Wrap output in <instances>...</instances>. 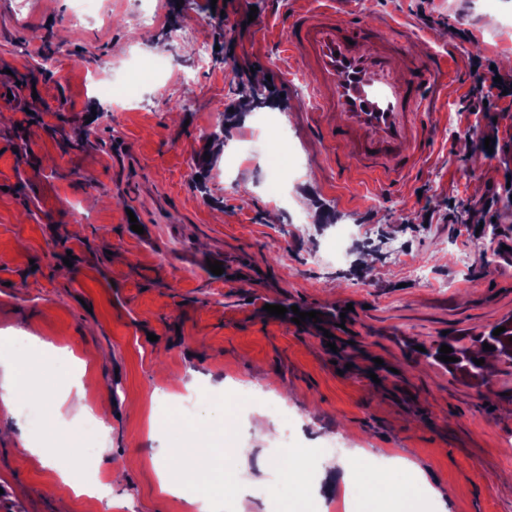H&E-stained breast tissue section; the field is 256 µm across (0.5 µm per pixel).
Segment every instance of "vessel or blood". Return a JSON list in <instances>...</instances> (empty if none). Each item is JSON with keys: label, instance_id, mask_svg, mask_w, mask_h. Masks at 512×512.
I'll return each instance as SVG.
<instances>
[{"label": "vessel or blood", "instance_id": "obj_1", "mask_svg": "<svg viewBox=\"0 0 512 512\" xmlns=\"http://www.w3.org/2000/svg\"><path fill=\"white\" fill-rule=\"evenodd\" d=\"M411 35L395 19L341 21L334 0H310L288 14L284 50L315 76L314 128L337 168L374 175L378 185L409 173L428 138V91L445 72L413 57Z\"/></svg>", "mask_w": 512, "mask_h": 512}]
</instances>
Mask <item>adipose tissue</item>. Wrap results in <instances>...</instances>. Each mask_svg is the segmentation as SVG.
<instances>
[{"label":"adipose tissue","mask_w":512,"mask_h":512,"mask_svg":"<svg viewBox=\"0 0 512 512\" xmlns=\"http://www.w3.org/2000/svg\"><path fill=\"white\" fill-rule=\"evenodd\" d=\"M18 342L12 331L0 332V405L9 409L21 398L37 401L39 424L23 431L21 446L54 471L61 484L73 485V467L82 453L78 444L65 441L45 450L34 447L32 442L39 429L54 423L68 400L64 394L48 396L44 393L47 379L58 382L68 375V358L60 349L34 336L28 339V351H19ZM159 425L169 433L164 457L156 465L163 492L184 498L191 504L196 503L199 496L211 493L222 497L229 504L230 512H253L249 495L237 476L236 449L215 447L209 457L193 463L184 458V435L189 433L202 441H211L212 423L189 424L171 413L160 420ZM301 454V449L286 447L261 461L262 468L280 473L281 481L275 494L286 503L288 512H305L304 503L320 495L311 465L301 461ZM392 462L394 472L386 475L378 472L374 456L362 453L352 467L337 476L336 483L353 500L370 502L391 497L395 512H411L414 501L436 495V487L418 465L399 456L393 457Z\"/></svg>","instance_id":"ef3b65f1"}]
</instances>
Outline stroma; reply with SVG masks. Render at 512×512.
<instances>
[{"instance_id":"35a3bbf8","label":"stroma","mask_w":512,"mask_h":512,"mask_svg":"<svg viewBox=\"0 0 512 512\" xmlns=\"http://www.w3.org/2000/svg\"><path fill=\"white\" fill-rule=\"evenodd\" d=\"M301 2L111 0L110 21L75 31V0H27L22 11L0 0V330L85 362L83 404L68 401L39 441L72 439L70 422L109 397L91 440L111 512H190L158 485L152 393L205 386L194 414L234 405L224 442L247 463L256 512L279 508L258 461L285 421L318 470L358 448L416 462L442 494L419 512H512V364L490 359L479 379L430 357L448 341L475 348L512 319V209L487 205L512 179V111L463 107L469 55L512 78V0L492 12L484 0H344L341 20L400 19L416 53L443 57L450 72L418 170L383 191L337 173L309 131L310 96L282 51L283 17ZM145 7L157 26L140 25ZM107 60L126 74L156 61L165 70L106 102L95 77ZM243 84L261 99L248 124ZM219 127L217 153L208 140ZM488 139L497 159L476 165ZM340 224L359 234L339 265L325 252ZM274 304L324 318L298 324L269 315ZM331 310L345 311L344 327ZM261 414L259 438L248 422ZM37 417L34 402L14 416L0 406V512H83V498L21 448L20 422ZM330 437L340 453L325 452Z\"/></svg>"}]
</instances>
